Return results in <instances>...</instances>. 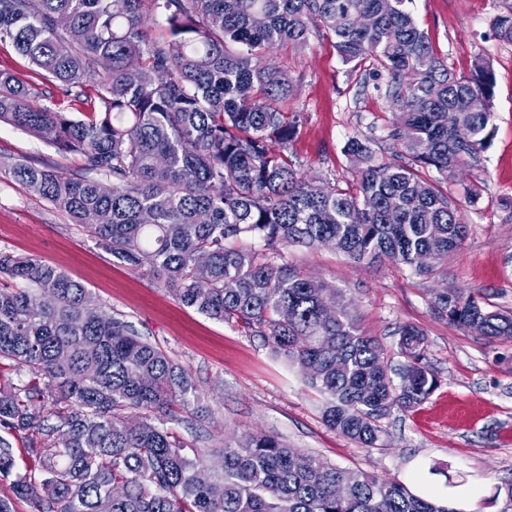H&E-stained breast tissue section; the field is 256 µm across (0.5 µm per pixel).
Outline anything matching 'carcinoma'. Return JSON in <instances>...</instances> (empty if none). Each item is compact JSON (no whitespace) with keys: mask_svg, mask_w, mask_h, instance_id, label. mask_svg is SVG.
<instances>
[{"mask_svg":"<svg viewBox=\"0 0 512 512\" xmlns=\"http://www.w3.org/2000/svg\"><path fill=\"white\" fill-rule=\"evenodd\" d=\"M409 0H0L9 41L55 82L78 115L34 103L37 92L0 70V123L88 167L64 175L25 161L9 173L89 229L135 272L162 278L184 305L240 324L297 365L327 395L326 423L363 447L382 421L438 388L425 335L405 324L399 381L385 349L362 334L341 292L229 243L332 246L355 262L389 261L418 274L467 235L460 205L425 175L477 166L494 135L496 76L487 58L469 77L434 52ZM161 12L169 36L151 39ZM361 15L374 18L370 29ZM512 43V7L493 21ZM335 39L345 62L372 59L389 75L397 112L390 139L404 151L376 159L352 138L357 192L303 177L285 154L299 120L281 111L291 81L264 61L304 48L312 31ZM433 305L448 322L493 343L512 314L449 286ZM101 309L82 283L41 259L0 252V361L29 379L0 385V512H455L400 480L342 469L272 434L248 433L211 451L224 464L204 479L205 455L169 428L196 397L191 373ZM28 441L19 471L12 440Z\"/></svg>","mask_w":512,"mask_h":512,"instance_id":"1","label":"carcinoma"}]
</instances>
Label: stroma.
<instances>
[{
	"label": "stroma",
	"instance_id": "35a3bbf8",
	"mask_svg": "<svg viewBox=\"0 0 512 512\" xmlns=\"http://www.w3.org/2000/svg\"><path fill=\"white\" fill-rule=\"evenodd\" d=\"M512 0H411L409 9L450 69L470 75L477 57L490 58L496 75L495 132L481 166L462 167L442 187L463 202L469 226L464 243L428 275L387 260L356 263L326 246H288L275 254L311 279L340 290L360 329L376 337L398 361V326L425 334L440 385L411 412L393 411L382 422L380 445L364 448L330 429L324 397L305 382L297 365L275 355L261 337L239 324L219 322L182 305L154 276L134 272L98 246L94 236L64 212L0 171V251L33 256L83 283L106 311L120 314L139 335L190 370L199 401L183 411L177 430L189 447L208 452L245 432L271 433L328 464L398 478L416 494L454 500L473 490L476 512H501L498 486L512 480V339L489 343L441 318L436 291L474 289L512 312V43L495 37L492 22ZM292 82L284 105L299 118L286 153L307 178L347 186L356 167L345 154L349 138L372 139L388 157L392 112L386 75L375 62L346 63L333 39L312 33L306 48L282 45L269 55ZM36 84L41 105L67 108L52 84L39 83L10 42L0 43V69ZM20 158L64 173L84 167L39 139L0 124V161ZM478 189L468 202L469 189ZM203 415L198 439L187 421Z\"/></svg>",
	"mask_w": 512,
	"mask_h": 512
}]
</instances>
